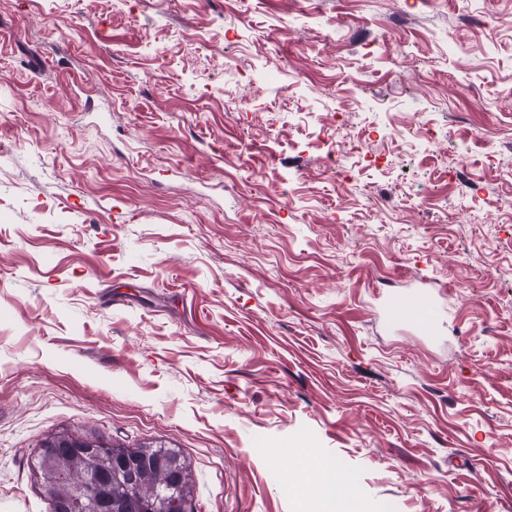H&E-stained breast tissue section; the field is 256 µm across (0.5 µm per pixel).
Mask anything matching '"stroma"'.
I'll return each mask as SVG.
<instances>
[{
	"label": "stroma",
	"mask_w": 512,
	"mask_h": 512,
	"mask_svg": "<svg viewBox=\"0 0 512 512\" xmlns=\"http://www.w3.org/2000/svg\"><path fill=\"white\" fill-rule=\"evenodd\" d=\"M509 199L512 0H0V512L64 428L194 512H300L287 448L512 512ZM423 277L455 320L384 324ZM137 449L145 450L150 452V458L155 455H162L167 457L171 462L176 464V469H180L181 479L179 485L176 489L178 492V496L182 499L185 504L184 512H194L193 511V498H194V484L192 478V471L190 464L187 463L186 458L182 456L179 450L175 448L168 447H153V443L151 444H141L135 447Z\"/></svg>",
	"instance_id": "1"
}]
</instances>
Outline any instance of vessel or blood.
Returning a JSON list of instances; mask_svg holds the SVG:
<instances>
[{
  "mask_svg": "<svg viewBox=\"0 0 512 512\" xmlns=\"http://www.w3.org/2000/svg\"><path fill=\"white\" fill-rule=\"evenodd\" d=\"M380 315L389 325H415L428 332L437 330L446 317L428 292L420 288L384 295Z\"/></svg>",
  "mask_w": 512,
  "mask_h": 512,
  "instance_id": "b4317fda",
  "label": "vessel or blood"
}]
</instances>
